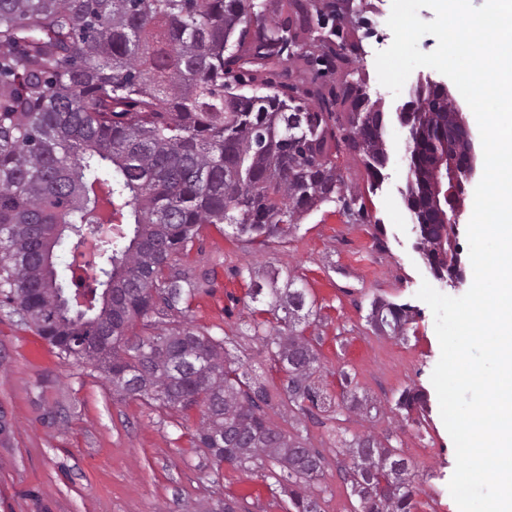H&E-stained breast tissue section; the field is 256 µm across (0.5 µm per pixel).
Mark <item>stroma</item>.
Instances as JSON below:
<instances>
[{
  "label": "stroma",
  "mask_w": 512,
  "mask_h": 512,
  "mask_svg": "<svg viewBox=\"0 0 512 512\" xmlns=\"http://www.w3.org/2000/svg\"><path fill=\"white\" fill-rule=\"evenodd\" d=\"M391 0H353V13L334 48L343 64L318 78L329 90L362 81L371 103L395 111L408 93L392 94L377 76L373 55L362 44H391ZM390 161L381 186L358 153L340 149L336 165L354 189L351 207L320 205L301 223L250 244L225 224H205L178 263L196 292L185 313L152 312L135 331L148 337L185 323L222 341L264 392L262 413L270 426L319 455L310 482L286 470L214 466L204 449L192 447L198 410L181 412L113 394L98 370L60 357L11 306H0V512H211L217 502L234 512H296L297 491L317 499L321 512H359L340 444L374 435L405 458L416 488L412 512H458L448 484L455 448L440 416L431 382L440 358L434 316L417 292L428 273L412 247L399 192L409 176L405 132L386 130ZM277 273L279 286L295 280L312 309L305 336L317 351L316 383L332 397L326 408L301 411L285 392L284 373L274 368L255 336L247 295L250 280ZM408 306L397 333L372 321L375 300ZM350 380L339 388L341 377ZM420 394L399 407L404 391ZM363 411L351 410V399Z\"/></svg>",
  "instance_id": "stroma-1"
}]
</instances>
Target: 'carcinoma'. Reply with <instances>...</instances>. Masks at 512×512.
<instances>
[{"label":"carcinoma","instance_id":"carcinoma-1","mask_svg":"<svg viewBox=\"0 0 512 512\" xmlns=\"http://www.w3.org/2000/svg\"><path fill=\"white\" fill-rule=\"evenodd\" d=\"M320 54L288 37V23L261 0H0V294L58 354L105 374L112 391L201 413L196 440L216 467L267 459L299 480L320 457L270 427L250 394L241 364L222 343L190 327L143 338L135 319L160 298L170 310L194 289L173 267L202 224H227L264 246L301 217L349 190L330 146L361 154L377 180L389 158L386 125L342 134L333 106L350 103L361 122L367 96L345 83L342 95L316 97L318 110L277 89L258 92L228 81L234 69L266 70L291 60L331 65L327 33L307 29ZM252 36L246 54L234 41ZM417 151L412 195L426 202L436 156L448 148L452 101L427 89L415 99ZM308 122L290 123V115ZM110 189L121 216L104 242L79 306L57 281L54 248L74 258L98 222L95 186ZM448 227L421 233L425 259L448 252ZM251 314L282 311L277 325L254 331L289 374L290 402L315 407L331 397L312 381L318 356L298 329L303 290L249 288ZM382 327H402L407 307L373 304ZM363 512H411L415 487L404 458L374 437L342 444Z\"/></svg>","mask_w":512,"mask_h":512}]
</instances>
